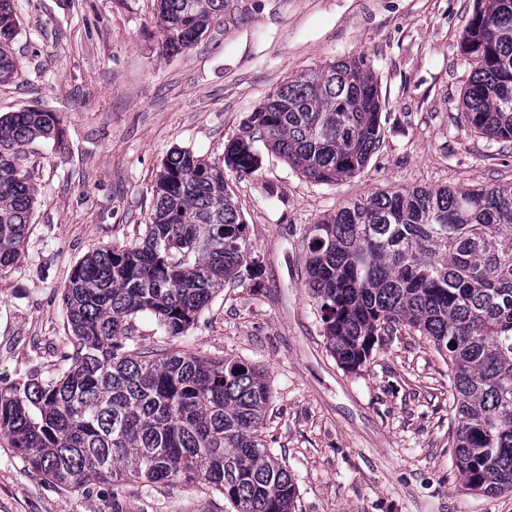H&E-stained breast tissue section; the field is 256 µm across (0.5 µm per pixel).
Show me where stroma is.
I'll return each instance as SVG.
<instances>
[{
  "instance_id": "stroma-1",
  "label": "stroma",
  "mask_w": 512,
  "mask_h": 512,
  "mask_svg": "<svg viewBox=\"0 0 512 512\" xmlns=\"http://www.w3.org/2000/svg\"><path fill=\"white\" fill-rule=\"evenodd\" d=\"M478 0H224V18L165 55L156 0H18L20 72L0 114L58 113L64 146L37 141L25 168L37 192L21 263L0 274V386L53 377L71 353L63 289L92 249L140 236L169 151L223 164L224 145L276 86L345 58L378 83L382 137L365 168L318 184L271 153L246 176L225 171L262 265L216 293L187 336L133 316L156 345L260 367L271 397L263 429L298 489L296 512H512V492L466 490L452 457L448 365L401 327L365 371L330 354L307 286L310 230L325 214L384 190L512 184V147L461 117L471 67L460 50ZM0 512H230L191 484L107 483L68 493L0 439Z\"/></svg>"
}]
</instances>
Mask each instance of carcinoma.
I'll use <instances>...</instances> for the list:
<instances>
[{
	"instance_id": "carcinoma-1",
	"label": "carcinoma",
	"mask_w": 512,
	"mask_h": 512,
	"mask_svg": "<svg viewBox=\"0 0 512 512\" xmlns=\"http://www.w3.org/2000/svg\"><path fill=\"white\" fill-rule=\"evenodd\" d=\"M14 0H0V83L19 66ZM163 50L197 43L224 0H157ZM473 63L465 121L512 144V0H480L460 43ZM378 84L361 59L332 63L276 87L224 144V165L175 149L155 176L144 233L92 250L70 271L63 301L74 352L49 380L0 390V436L66 492L132 482L199 484L233 512H295L296 483L262 429L270 389L232 359L138 348L129 319L152 314L169 338L187 335L224 284L259 277L224 169L255 172L254 143L322 184L359 173L382 132ZM63 144L54 112L0 115V273L21 262L35 207L23 168L36 141ZM307 275L333 357L362 371L398 324L448 359L452 448L463 485L512 491V184L382 191L313 226Z\"/></svg>"
}]
</instances>
